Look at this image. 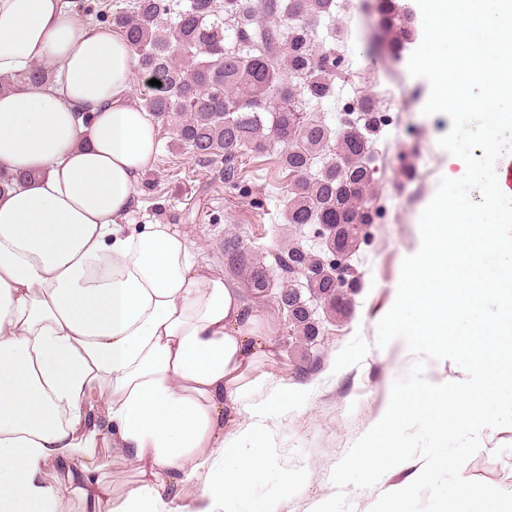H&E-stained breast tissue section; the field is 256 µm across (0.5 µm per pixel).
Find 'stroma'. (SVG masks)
<instances>
[{
	"instance_id": "stroma-1",
	"label": "stroma",
	"mask_w": 512,
	"mask_h": 512,
	"mask_svg": "<svg viewBox=\"0 0 512 512\" xmlns=\"http://www.w3.org/2000/svg\"><path fill=\"white\" fill-rule=\"evenodd\" d=\"M367 14L348 10L343 17L346 36L340 45L349 78L335 84V95L322 104L321 113L338 126L343 104L358 92H380L389 108L390 122L377 142L386 154L376 190L385 197V209L370 244L351 259L361 286L352 297L347 317L321 316L320 335L301 360L293 345L286 315L273 299L254 301L261 326L278 349L277 356L260 363L263 383L253 395L260 402L275 393L288 396L285 408L265 421V450L261 479L241 499L239 512H311L313 505L334 495V467L354 442L386 413L393 382L405 375L413 361L404 341L396 339L377 348V326L393 306L403 259L418 245L420 210L439 182L448 161L438 139L451 128L448 117L424 115L426 79L412 77L407 64L366 54L360 30ZM159 151L136 187L138 207L132 224H179L187 230L203 259L224 267V237L240 235L253 249L267 252L289 239L317 247L311 228L286 224L283 214L289 177L278 154L243 155L240 189L224 182V162L199 161L176 142L171 126L158 124ZM416 171L406 182L402 164ZM101 465L103 482L112 498L124 497L138 485L136 466L107 450ZM422 464L409 460L402 470L388 473L375 487L347 488L354 512H369L378 497L393 485L406 482ZM295 481L283 485L281 475ZM463 477L500 489L512 487V426L485 430L481 448L461 470Z\"/></svg>"
}]
</instances>
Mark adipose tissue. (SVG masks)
Wrapping results in <instances>:
<instances>
[{
	"label": "adipose tissue",
	"mask_w": 512,
	"mask_h": 512,
	"mask_svg": "<svg viewBox=\"0 0 512 512\" xmlns=\"http://www.w3.org/2000/svg\"><path fill=\"white\" fill-rule=\"evenodd\" d=\"M75 0H0V78L59 67L0 92V512H60L47 465L69 468L87 512H169L208 470L196 512H235L262 476L258 315L177 224H131L157 151L131 99L130 49L81 21ZM238 424L239 443L225 441ZM141 480L121 502L97 451ZM45 67H47L50 71L53 72L55 75L56 72V66L55 64H49V63H42ZM43 68L41 66H35L32 68L28 73H26L23 78H21L19 81L13 82L8 80H2L0 79V90H9V89H17L16 87H19V83L23 84H39V83H46L51 78V72ZM23 80V81H22Z\"/></svg>",
	"instance_id": "1"
}]
</instances>
